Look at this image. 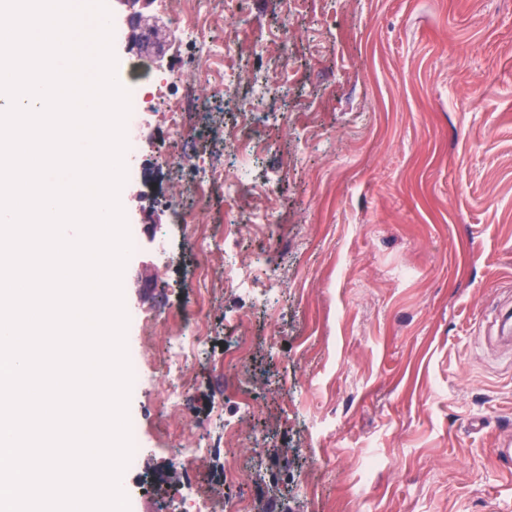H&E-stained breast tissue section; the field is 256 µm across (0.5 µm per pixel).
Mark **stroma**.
<instances>
[{"mask_svg": "<svg viewBox=\"0 0 512 512\" xmlns=\"http://www.w3.org/2000/svg\"><path fill=\"white\" fill-rule=\"evenodd\" d=\"M260 31L239 35L201 93L188 39L169 42L170 95L190 102L182 148L243 171L233 215L216 186L195 213L200 251L166 202L188 193L172 163L166 108L144 112L140 155L121 189L140 241L122 276L128 352L145 355L131 394L138 455L123 472L129 512L181 489L213 512H512V473L490 448L512 426V0H250ZM260 36L261 55L247 46ZM264 143L232 131L259 73ZM247 227L245 235L228 221ZM252 269L225 287L224 266ZM212 275L206 294L198 267ZM280 269L282 285L266 277ZM200 306L208 343L184 379L185 416L166 414L161 357ZM248 348L237 362L236 342ZM236 425L263 453L213 448L186 481L173 451ZM238 466L239 483L224 482Z\"/></svg>", "mask_w": 512, "mask_h": 512, "instance_id": "1", "label": "stroma"}]
</instances>
